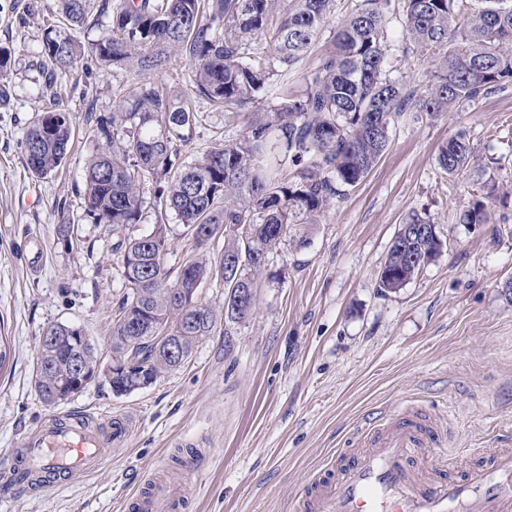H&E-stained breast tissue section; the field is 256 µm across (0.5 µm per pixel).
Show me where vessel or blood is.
Here are the masks:
<instances>
[{
  "label": "vessel or blood",
  "instance_id": "obj_1",
  "mask_svg": "<svg viewBox=\"0 0 512 512\" xmlns=\"http://www.w3.org/2000/svg\"><path fill=\"white\" fill-rule=\"evenodd\" d=\"M127 432L115 419L109 433L90 426L83 417L54 415L41 421L22 450L26 478L54 483L101 466L112 446ZM438 442L430 426L406 407L380 417L361 437V450L339 472L325 474L306 488L297 512H512V452H499L488 463L456 474L448 459L434 458L432 479L412 472L418 454ZM127 512H188L189 493L183 482L166 472L150 477L126 501Z\"/></svg>",
  "mask_w": 512,
  "mask_h": 512
}]
</instances>
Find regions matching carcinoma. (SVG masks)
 I'll list each match as a JSON object with an SVG mask.
<instances>
[{
  "instance_id": "1",
  "label": "carcinoma",
  "mask_w": 512,
  "mask_h": 512,
  "mask_svg": "<svg viewBox=\"0 0 512 512\" xmlns=\"http://www.w3.org/2000/svg\"><path fill=\"white\" fill-rule=\"evenodd\" d=\"M63 25L44 29L40 69L48 87L85 55L134 72L138 80L113 92L112 116H95L106 145L88 163L84 182L87 214L112 225L121 253L125 289L112 329L111 358L130 357L155 377L173 369L159 348L165 331L179 336L186 357L223 321L243 323L252 315L259 278L269 254L297 224H315L340 195L372 170L388 147L391 125L404 112L437 116L512 84V0H403V32L412 51L430 61L422 92L387 74L391 60L385 36L396 0H355L342 19L334 50L307 72L300 94H288L294 69L308 54L330 17L335 0H59ZM277 27H267L277 8ZM112 25L89 49L70 33ZM265 36L268 52L250 55L252 41ZM192 69L187 96L177 98L151 80L172 58ZM269 100L267 110L246 123L233 140H220L200 157L177 163L178 144L188 142L197 106L248 112ZM51 132L44 115L30 125L22 143L31 173L44 178L67 155L73 119L61 102ZM472 159L464 136L451 138L438 155L448 175L465 171ZM294 167L291 179L280 166ZM164 183L155 200L163 217L174 211L183 227L203 224L207 239L224 238L213 261L194 239L190 255L171 274L164 264L168 240L135 233L141 220L140 185ZM464 224H485L484 207L463 212ZM443 248L441 231L414 213L401 225L378 272V288L395 292ZM224 283V305L198 297L207 279ZM78 358L89 373L100 367L90 344L40 349L49 376L36 375L43 402L56 405L52 378L69 375Z\"/></svg>"
}]
</instances>
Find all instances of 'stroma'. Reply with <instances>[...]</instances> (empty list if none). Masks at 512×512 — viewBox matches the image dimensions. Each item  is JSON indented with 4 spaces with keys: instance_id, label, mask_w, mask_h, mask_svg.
I'll return each instance as SVG.
<instances>
[{
    "instance_id": "35a3bbf8",
    "label": "stroma",
    "mask_w": 512,
    "mask_h": 512,
    "mask_svg": "<svg viewBox=\"0 0 512 512\" xmlns=\"http://www.w3.org/2000/svg\"><path fill=\"white\" fill-rule=\"evenodd\" d=\"M352 4L335 0L301 75L333 50ZM58 9V0H0V47L12 51L0 73V485L49 415L120 418L128 433L97 471L61 487L0 494V512H123L148 473L195 443L210 456L181 476L191 512H295L314 477L357 452L356 427L402 403L428 415L456 471L512 450V86L433 119L404 113L369 174L270 254L251 318L204 339L181 367L128 395L100 379L44 405L35 387L42 330L81 327L107 355L124 291L112 231L87 216L83 191L102 147L88 114L111 112L113 88L127 72L80 66L61 78L76 132L57 172L34 177L22 149L51 105L38 62L43 24ZM387 37L399 56L393 78L420 85L428 61L408 52L399 19ZM244 121L205 109L182 160L216 135L235 138ZM461 132L475 165L451 176L437 156ZM478 202L489 223H460ZM415 212L438 224L444 246L403 288L382 293L377 272ZM65 217L78 226L69 247L56 237ZM33 233L45 254L36 272L22 255Z\"/></svg>"
}]
</instances>
